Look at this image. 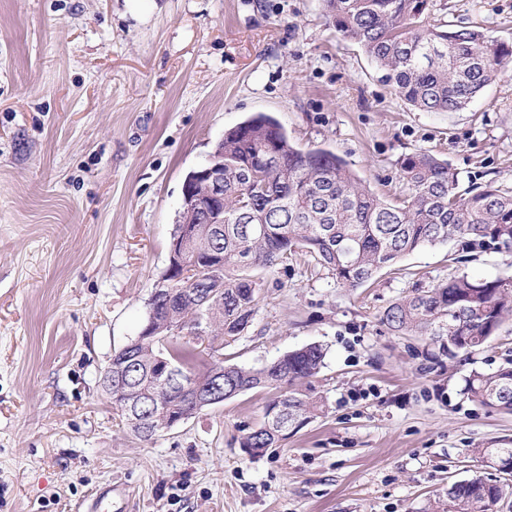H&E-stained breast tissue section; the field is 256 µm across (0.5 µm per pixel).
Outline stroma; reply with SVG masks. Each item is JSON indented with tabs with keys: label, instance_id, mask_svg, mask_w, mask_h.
Masks as SVG:
<instances>
[{
	"label": "stroma",
	"instance_id": "obj_1",
	"mask_svg": "<svg viewBox=\"0 0 512 512\" xmlns=\"http://www.w3.org/2000/svg\"><path fill=\"white\" fill-rule=\"evenodd\" d=\"M428 23L476 24L512 48V0H432ZM255 112L343 157L379 196L426 150L464 182L512 189V59L462 112H423L377 79L322 0H0V512H423L491 475L473 448L512 414L470 402L473 372L512 360V316L481 349L391 332L384 309L452 273V244L368 285L304 254L256 269L251 325L223 349L258 367L309 343L324 412L253 456L252 390L146 442L100 380L166 270L188 172Z\"/></svg>",
	"mask_w": 512,
	"mask_h": 512
}]
</instances>
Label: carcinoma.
Returning a JSON list of instances; mask_svg holds the SVG:
<instances>
[{
    "label": "carcinoma",
    "instance_id": "1",
    "mask_svg": "<svg viewBox=\"0 0 512 512\" xmlns=\"http://www.w3.org/2000/svg\"><path fill=\"white\" fill-rule=\"evenodd\" d=\"M324 12L343 37L375 64L379 79L409 106L425 112L467 109L512 54L476 26L426 25L430 0H323ZM206 165L224 174V212L203 224L182 208L175 231L191 233L190 257L202 269L196 282L163 274L152 292L153 319L145 321L134 347L112 355V404L140 439L149 441L208 409L196 391L210 390L224 371V399L271 389L262 423L241 447L253 456L309 423L323 409L303 389L324 364L325 348L311 343L259 368L222 361L195 370L196 342L228 344L247 330L262 288L252 272L301 250L314 266L344 288H359L406 255L452 242L455 260L512 251V191L489 182L461 188L460 173L427 151L406 155L400 165L408 195L397 202L372 193L340 156L296 147L271 115L256 113L224 131ZM512 313V276L475 280L454 273L391 303L380 321L392 332L438 344L435 357L452 360L483 346ZM191 378L185 387L158 385L159 359ZM479 405L512 413V362L475 372L464 388ZM164 409L131 422L151 400ZM473 453L485 466L512 478V440H497ZM512 482L474 475L448 484L446 500L426 512H493Z\"/></svg>",
    "mask_w": 512,
    "mask_h": 512
}]
</instances>
